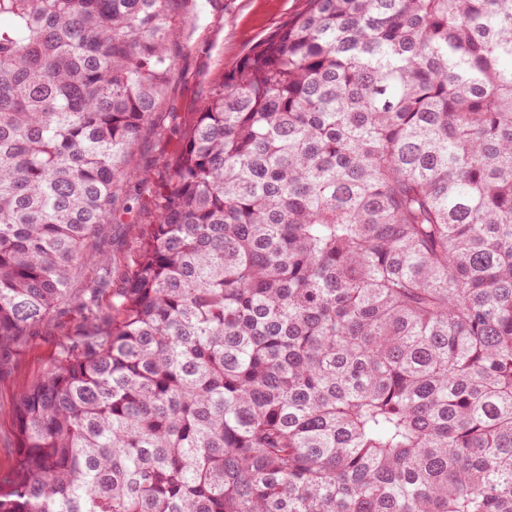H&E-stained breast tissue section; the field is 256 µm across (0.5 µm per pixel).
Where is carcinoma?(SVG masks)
<instances>
[{"instance_id": "obj_1", "label": "carcinoma", "mask_w": 512, "mask_h": 512, "mask_svg": "<svg viewBox=\"0 0 512 512\" xmlns=\"http://www.w3.org/2000/svg\"><path fill=\"white\" fill-rule=\"evenodd\" d=\"M194 0H0V342L71 297ZM0 512H512V0H307L211 85Z\"/></svg>"}]
</instances>
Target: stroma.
<instances>
[{
	"instance_id": "stroma-1",
	"label": "stroma",
	"mask_w": 512,
	"mask_h": 512,
	"mask_svg": "<svg viewBox=\"0 0 512 512\" xmlns=\"http://www.w3.org/2000/svg\"><path fill=\"white\" fill-rule=\"evenodd\" d=\"M305 7L306 0H197L166 91L139 133L131 165L145 181L133 179L115 188L111 223L98 227L94 247L72 272L71 301L34 329L0 343V478L15 463L13 408L20 394L47 373L61 340L80 329L78 301L87 288L101 286L100 309L111 318L112 293L126 286L136 259L135 228L152 223L155 198L172 178L174 159L205 92Z\"/></svg>"
}]
</instances>
